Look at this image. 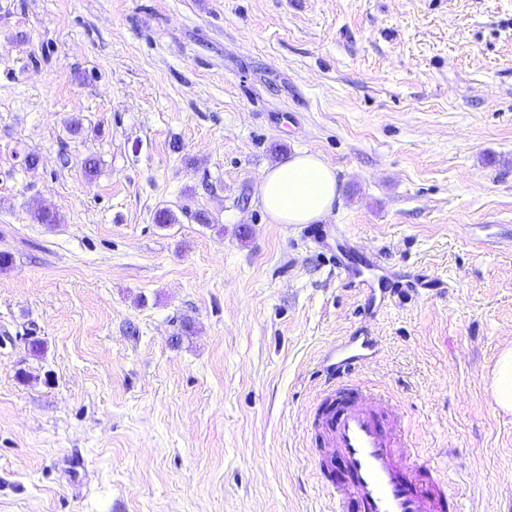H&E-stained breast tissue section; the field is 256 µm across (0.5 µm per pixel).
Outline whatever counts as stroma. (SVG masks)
<instances>
[{"mask_svg": "<svg viewBox=\"0 0 512 512\" xmlns=\"http://www.w3.org/2000/svg\"><path fill=\"white\" fill-rule=\"evenodd\" d=\"M303 151L339 196L273 223ZM0 252V512H336L311 422L361 331L461 512H505L512 0H0ZM334 168L321 155H292L261 177L262 206L276 224H309L330 212L338 196ZM492 395L503 410H512V349L499 355L492 376Z\"/></svg>", "mask_w": 512, "mask_h": 512, "instance_id": "obj_1", "label": "stroma"}]
</instances>
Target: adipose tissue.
Segmentation results:
<instances>
[{
	"label": "adipose tissue",
	"instance_id": "adipose-tissue-1",
	"mask_svg": "<svg viewBox=\"0 0 512 512\" xmlns=\"http://www.w3.org/2000/svg\"><path fill=\"white\" fill-rule=\"evenodd\" d=\"M338 195L333 167L321 155L302 152L266 171L259 196L277 224H307L330 212Z\"/></svg>",
	"mask_w": 512,
	"mask_h": 512
}]
</instances>
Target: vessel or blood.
I'll list each match as a JSON object with an SVG mask.
<instances>
[{
	"instance_id": "b4317fda",
	"label": "vessel or blood",
	"mask_w": 512,
	"mask_h": 512,
	"mask_svg": "<svg viewBox=\"0 0 512 512\" xmlns=\"http://www.w3.org/2000/svg\"><path fill=\"white\" fill-rule=\"evenodd\" d=\"M377 348L376 337L346 336L320 363L326 390L312 428L333 450L318 468L336 512H459L438 470L420 461L396 404L357 379Z\"/></svg>"
}]
</instances>
